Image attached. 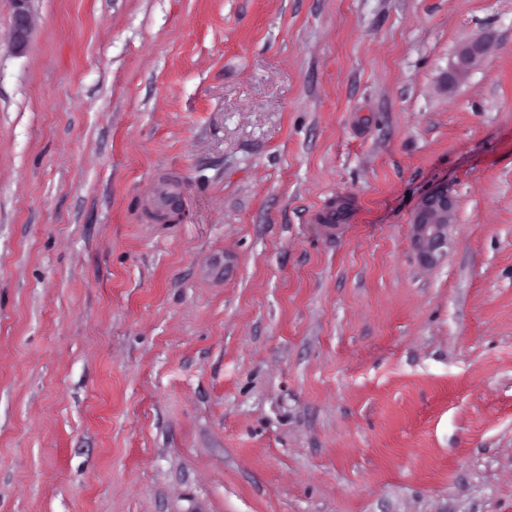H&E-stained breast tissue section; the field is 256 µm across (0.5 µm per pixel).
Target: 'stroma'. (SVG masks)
<instances>
[{"mask_svg":"<svg viewBox=\"0 0 512 512\" xmlns=\"http://www.w3.org/2000/svg\"><path fill=\"white\" fill-rule=\"evenodd\" d=\"M26 8L0 512H512V0ZM492 50L493 45L489 41L462 44L456 51L457 62L450 73L451 81L457 83L463 80L474 66L491 54ZM453 201L448 185L423 197L414 213V244L425 257L432 258L444 240V231L453 219Z\"/></svg>","mask_w":512,"mask_h":512,"instance_id":"1","label":"stroma"}]
</instances>
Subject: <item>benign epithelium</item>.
Wrapping results in <instances>:
<instances>
[{
  "mask_svg": "<svg viewBox=\"0 0 512 512\" xmlns=\"http://www.w3.org/2000/svg\"><path fill=\"white\" fill-rule=\"evenodd\" d=\"M27 0H15L14 42L17 47L26 45L31 30V17L25 7ZM489 41L468 42L457 51V62L450 73L452 82L463 80L470 70L484 61L492 52ZM453 219V201L448 186H441L423 197L414 213V244L425 257H433L444 240V231Z\"/></svg>",
  "mask_w": 512,
  "mask_h": 512,
  "instance_id": "benign-epithelium-1",
  "label": "benign epithelium"
}]
</instances>
